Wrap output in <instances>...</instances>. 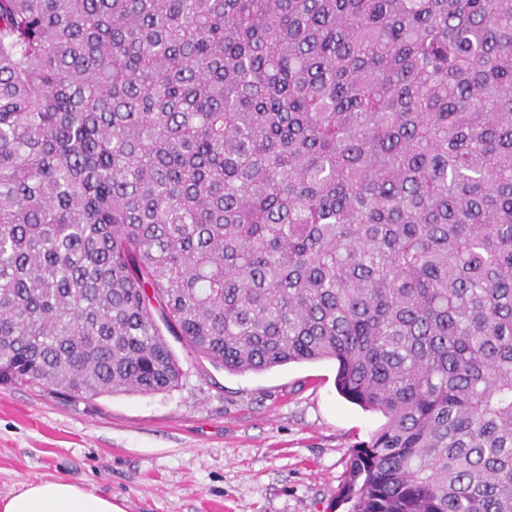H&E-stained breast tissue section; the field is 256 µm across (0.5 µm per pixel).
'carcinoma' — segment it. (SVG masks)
I'll return each mask as SVG.
<instances>
[{
    "label": "carcinoma",
    "instance_id": "cac0c4a2",
    "mask_svg": "<svg viewBox=\"0 0 512 512\" xmlns=\"http://www.w3.org/2000/svg\"><path fill=\"white\" fill-rule=\"evenodd\" d=\"M334 360L347 512H512V0H0V384Z\"/></svg>",
    "mask_w": 512,
    "mask_h": 512
}]
</instances>
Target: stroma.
Returning a JSON list of instances; mask_svg holds the SVG:
<instances>
[{
	"label": "stroma",
	"instance_id": "1",
	"mask_svg": "<svg viewBox=\"0 0 512 512\" xmlns=\"http://www.w3.org/2000/svg\"><path fill=\"white\" fill-rule=\"evenodd\" d=\"M170 346L183 377L166 393L0 384V499L64 478L125 512H345L351 452L384 418L338 393L335 361L235 374Z\"/></svg>",
	"mask_w": 512,
	"mask_h": 512
}]
</instances>
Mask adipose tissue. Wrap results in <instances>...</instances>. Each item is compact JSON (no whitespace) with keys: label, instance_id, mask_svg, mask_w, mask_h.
<instances>
[{"label":"adipose tissue","instance_id":"obj_1","mask_svg":"<svg viewBox=\"0 0 512 512\" xmlns=\"http://www.w3.org/2000/svg\"><path fill=\"white\" fill-rule=\"evenodd\" d=\"M0 512H124L111 498L58 478L27 486L0 499Z\"/></svg>","mask_w":512,"mask_h":512}]
</instances>
